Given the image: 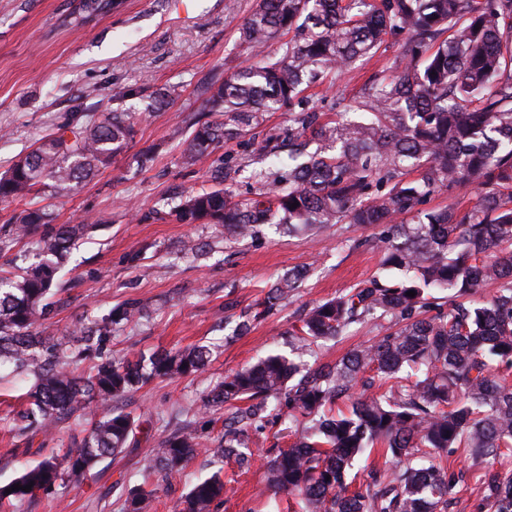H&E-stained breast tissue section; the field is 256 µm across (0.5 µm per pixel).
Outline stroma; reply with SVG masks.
I'll list each match as a JSON object with an SVG mask.
<instances>
[{"instance_id": "1", "label": "stroma", "mask_w": 512, "mask_h": 512, "mask_svg": "<svg viewBox=\"0 0 512 512\" xmlns=\"http://www.w3.org/2000/svg\"><path fill=\"white\" fill-rule=\"evenodd\" d=\"M74 2L0 0V173L74 121L85 91H94L102 107L134 112L138 119L127 148L76 190L0 203V225L29 206L45 208L57 224L86 220L92 226L69 254L51 313L34 331L63 336L131 306L135 316L114 322L103 347L113 359L196 345L209 346L212 355L197 373L152 379L118 400V408L136 421H155L124 452L93 466L79 482L0 512H123L129 491L138 487L154 492L150 512H175L198 479L217 471L226 493L214 512H271L261 494L260 459L294 442L287 423L272 420L251 431L258 457L245 465L200 455L164 476L148 472L151 450L188 424L219 441L224 414L203 413L207 392L267 351L288 352L290 335L309 308L374 275L381 255L370 240L383 227L335 224L317 236L264 227L234 241L222 225L180 220L172 196L211 186L215 168H223L226 186L246 199L258 189L256 175L265 167L259 147L278 144L280 158H287L288 132L298 113L293 110L267 113L252 135L224 144L209 162H182L194 123L210 118L205 86L254 58L278 56L282 42L271 41L258 54L241 46L240 28L257 0H125L121 11L84 24L71 15ZM397 53V46H389L337 77L332 89L309 88L300 111L335 119L338 104L353 103ZM296 267L309 270L302 288L265 308L269 288ZM246 319L250 331L237 335L236 326ZM32 384V376L0 368L2 485L43 458L66 453L89 427L87 419L73 417L49 432L19 431L18 415ZM479 466L462 452L449 457L459 482L448 512H473L478 492L471 474Z\"/></svg>"}]
</instances>
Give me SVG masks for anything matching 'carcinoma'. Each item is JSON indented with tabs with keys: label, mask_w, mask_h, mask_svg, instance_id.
<instances>
[{
	"label": "carcinoma",
	"mask_w": 512,
	"mask_h": 512,
	"mask_svg": "<svg viewBox=\"0 0 512 512\" xmlns=\"http://www.w3.org/2000/svg\"><path fill=\"white\" fill-rule=\"evenodd\" d=\"M291 28L297 36L281 45L279 57L205 87L209 111L220 118L193 131L185 164L205 162L260 125L264 113L291 107L310 85L331 88L338 74L389 41L403 42L394 69L349 106L360 118L324 123L315 112L300 113L299 149L287 169L258 173L257 197L237 200L216 185L179 197L173 209L185 220L222 224L237 240L263 224L301 232L383 224L373 240L380 270L311 308L293 332V357L269 353L207 395L205 409L229 411L224 446L211 449L185 427L158 444L150 467L169 474L202 453L240 456L248 425L286 416L302 436L262 461L264 492L274 504L286 495L300 512H448V456L463 450L488 461L475 476L478 512H512V0H259L240 42L252 51ZM133 134L128 112L83 115L0 175V200L71 190L108 167ZM410 170L418 177L406 178ZM469 184L477 190L471 207L451 201L425 209L432 196ZM85 232L84 224H51L43 208L24 209L0 227V254L38 236L27 265L0 273V365L34 378L22 420L46 430L101 408L64 460L45 458L0 485L1 503L76 482L122 452L135 422L112 402L153 378L194 373L209 357L205 346L134 361L108 357L76 374L74 359L99 350L132 307L67 336L32 332ZM306 275L296 269L282 276L266 304L292 295ZM486 283L496 285L493 295L468 302ZM445 290L435 313L421 315L437 300L433 293ZM368 318L386 322L368 343L334 364L303 360L319 341ZM368 370L391 385L372 397L358 393L371 386L363 379ZM241 401L251 405L241 410ZM366 453L385 457L394 470L377 469L369 485L354 490V463ZM16 484L21 489L6 493ZM223 496L217 471L194 484L178 512H212ZM150 501L151 493L136 488L124 512H146Z\"/></svg>",
	"instance_id": "cac0c4a2"
}]
</instances>
